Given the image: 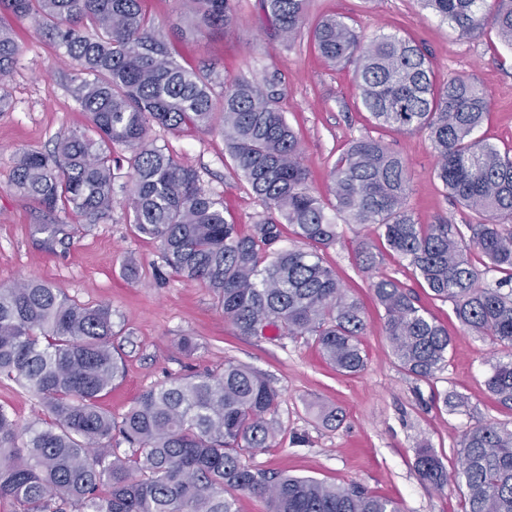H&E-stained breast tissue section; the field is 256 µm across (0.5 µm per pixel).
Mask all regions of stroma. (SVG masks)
<instances>
[{
	"label": "stroma",
	"instance_id": "1",
	"mask_svg": "<svg viewBox=\"0 0 512 512\" xmlns=\"http://www.w3.org/2000/svg\"><path fill=\"white\" fill-rule=\"evenodd\" d=\"M336 15L364 39L396 33L425 50L436 83L461 76L482 86L491 107L478 137L512 151V50L495 31L476 38L454 32L423 9L419 0H307L304 23L283 40L266 22L259 0H237L235 19L222 29L177 38L178 60L206 66L226 77L279 79L280 105L303 148L308 185L326 205L329 173L353 140L373 138L389 145L408 164V206L416 223L465 224L468 216L436 177V158L426 133L398 132L372 121L361 102L352 67H333L318 53L317 24ZM22 55L4 85L12 108L0 112V284L35 277L88 304H108L125 373L100 403L121 418L143 391L202 370H222L226 361L253 366L281 391L276 414L280 433L271 448L245 455L254 468L269 473L310 476L329 484L357 483L396 501L403 512H463L455 486L424 482L414 465L415 448H432L447 471L458 467L457 443L477 422L512 429V409L497 403L484 380L497 352L489 338L477 336L457 319L451 302L435 298L411 268L391 255L374 226L343 224L335 244L322 252L348 293L365 311L363 370L342 375L323 359L313 338L240 336L225 322L210 288L165 265L151 240L135 234L125 219L126 200L116 194L112 221L86 224L77 214L67 223L73 237L47 238L38 225L52 223L30 198L11 187L15 153L24 148L52 149L57 137L89 125L74 95L73 70L63 50L50 45L27 22L14 23ZM149 140L182 165L195 169L205 190L224 202V216L250 230L264 209L234 171L221 136L187 128L153 127ZM380 256L374 273L356 261L359 243ZM138 264L136 278L123 270ZM397 279L418 306L448 330V364L426 382L407 374L394 359L384 331L385 313L370 287L372 275ZM196 337L200 348L186 355L181 337ZM455 393L465 400L456 411L441 399ZM341 412L337 425L325 424L319 407Z\"/></svg>",
	"mask_w": 512,
	"mask_h": 512
}]
</instances>
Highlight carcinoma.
Returning a JSON list of instances; mask_svg holds the SVG:
<instances>
[{
  "instance_id": "carcinoma-1",
  "label": "carcinoma",
  "mask_w": 512,
  "mask_h": 512,
  "mask_svg": "<svg viewBox=\"0 0 512 512\" xmlns=\"http://www.w3.org/2000/svg\"><path fill=\"white\" fill-rule=\"evenodd\" d=\"M191 30L224 28L235 0H181ZM462 37L486 29L512 48V0H422ZM285 39L304 21L305 0H260ZM28 21L62 48L74 70L75 96L96 132L72 131L51 151L21 150L12 187L48 214L72 211L87 224L112 223L116 176L112 147L129 152V223L157 243L162 260L212 289L242 336H312L337 371L365 366L364 309L349 296L321 251L336 242L337 221L373 224L461 324L497 345L487 391L512 408V291L480 284L484 267L512 272V156L476 136L488 93L460 76L439 86L422 49L396 34L362 38L333 16L314 33L322 57L353 66L364 108L397 131L427 132L436 176L473 220L417 224L408 210L410 175L386 144L359 139L331 169L336 218L308 188L302 145L279 107L277 79L223 78L186 68L169 37L141 12L140 0H0V82L21 47L2 14ZM193 126L215 132L233 167L266 215L244 233L198 173L147 141L149 129ZM287 224L303 246L281 245ZM470 235H465L464 231ZM385 311V333L399 366L432 381L447 366L448 330L396 280L371 282ZM112 306L70 298L36 279L0 285V379L32 393L43 415L19 424L0 407V500L12 512H238V495L263 498L266 512H402L362 487L313 477L269 476L244 452L271 448L280 391L267 375L227 361L144 392L121 420L100 406L122 377L112 350ZM133 448L112 451V439ZM420 477L437 488L448 473L428 446L414 450ZM463 512H512V430L469 427L458 444Z\"/></svg>"
}]
</instances>
